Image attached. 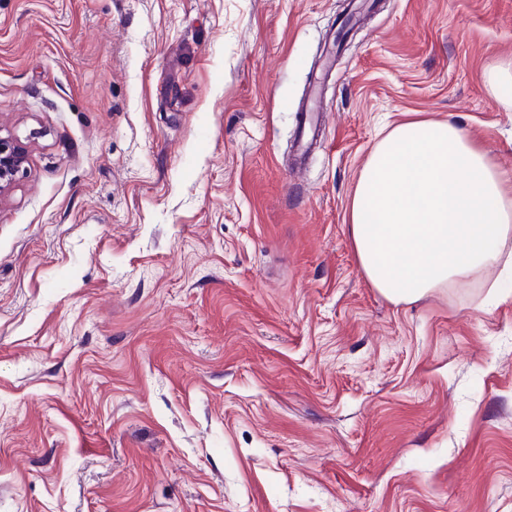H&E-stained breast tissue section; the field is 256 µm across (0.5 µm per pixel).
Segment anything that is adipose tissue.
<instances>
[{
	"label": "adipose tissue",
	"instance_id": "ef3b65f1",
	"mask_svg": "<svg viewBox=\"0 0 512 512\" xmlns=\"http://www.w3.org/2000/svg\"><path fill=\"white\" fill-rule=\"evenodd\" d=\"M347 222L372 287L411 303L497 265L512 232V191L453 122L412 119L368 157Z\"/></svg>",
	"mask_w": 512,
	"mask_h": 512
}]
</instances>
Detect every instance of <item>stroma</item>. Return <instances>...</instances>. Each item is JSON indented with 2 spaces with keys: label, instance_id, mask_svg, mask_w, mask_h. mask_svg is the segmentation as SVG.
<instances>
[{
  "label": "stroma",
  "instance_id": "obj_1",
  "mask_svg": "<svg viewBox=\"0 0 512 512\" xmlns=\"http://www.w3.org/2000/svg\"><path fill=\"white\" fill-rule=\"evenodd\" d=\"M511 57L512 0H0V512H512V273L397 304L346 222L408 119L512 179ZM485 77L497 99L509 108L512 107V97L502 94L505 88H512V59L493 66L486 72ZM303 116V126L298 135V158L302 162L320 136L318 120L316 119L315 121L311 116H308L307 113ZM28 149L20 139L0 136V203L26 173Z\"/></svg>",
  "mask_w": 512,
  "mask_h": 512
}]
</instances>
